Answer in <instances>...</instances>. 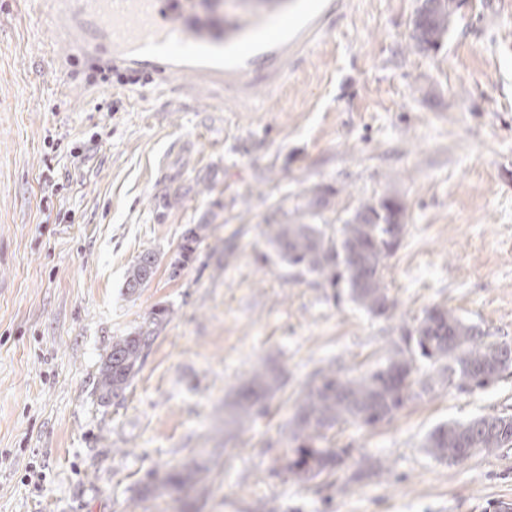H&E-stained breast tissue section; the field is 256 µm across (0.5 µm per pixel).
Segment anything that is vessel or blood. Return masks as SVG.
<instances>
[{
	"mask_svg": "<svg viewBox=\"0 0 512 512\" xmlns=\"http://www.w3.org/2000/svg\"><path fill=\"white\" fill-rule=\"evenodd\" d=\"M55 21L101 68L166 81L186 67L204 85L223 82L239 34L204 22L193 0H57Z\"/></svg>",
	"mask_w": 512,
	"mask_h": 512,
	"instance_id": "1",
	"label": "vessel or blood"
}]
</instances>
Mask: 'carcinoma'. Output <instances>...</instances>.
<instances>
[{"instance_id":"1","label":"carcinoma","mask_w":512,"mask_h":512,"mask_svg":"<svg viewBox=\"0 0 512 512\" xmlns=\"http://www.w3.org/2000/svg\"><path fill=\"white\" fill-rule=\"evenodd\" d=\"M456 8V0H441L423 29L413 33L415 48H438L448 35ZM403 210L401 204L389 199L376 204L367 202L333 233L319 224H270L268 239L288 265L302 273L322 276L331 288L345 286L353 302L370 313L383 315L390 308L383 270L385 260L400 243L395 227L396 217ZM208 228L207 224H196L185 231L180 244L181 264L191 260L207 237ZM156 262L154 251L142 252L128 268L124 288L134 293L144 287L154 275ZM167 316L168 311L161 308L135 332L112 338L110 353L96 376L94 393L100 403L124 396ZM404 343L380 367L358 377H341L332 370L314 374L291 420L288 473L302 479L333 471L348 453L345 448L326 445L327 432L338 425L356 422L374 426L393 417L409 398L432 390L436 383L470 390L488 386L503 374L489 369L494 344L483 342L474 326L443 307L425 311L404 337ZM418 356L439 366L437 374L414 377ZM282 386V377L275 369L257 367L231 406L230 422L242 425L264 416L267 400ZM480 420L482 417L478 416L465 423L439 425L426 436L425 447L436 458L448 461H462L481 450L508 447L511 424L504 429H479ZM206 472V467L196 464L173 465L152 491L178 492L203 482Z\"/></svg>"}]
</instances>
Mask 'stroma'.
<instances>
[{
  "label": "stroma",
  "instance_id": "obj_1",
  "mask_svg": "<svg viewBox=\"0 0 512 512\" xmlns=\"http://www.w3.org/2000/svg\"><path fill=\"white\" fill-rule=\"evenodd\" d=\"M421 0H288L287 40L249 41L201 90L116 84L59 39L42 0H0V512H512V448L452 463L436 426L512 413V375L442 384L309 480L283 469L288 420L315 372L376 368L423 312L512 343V0H458L442 45L411 39ZM287 43L288 55L270 53ZM54 191H47L45 175ZM405 206L374 316L271 249V224L333 226ZM209 231L179 275L182 236ZM158 256L145 288L126 271ZM169 320L123 398L93 382L113 337ZM286 385L239 429L224 405L260 364ZM191 460L204 489L144 494ZM156 262L157 257L153 250L142 252L127 270L124 282L126 290L134 293L143 288L152 279Z\"/></svg>",
  "mask_w": 512,
  "mask_h": 512
}]
</instances>
